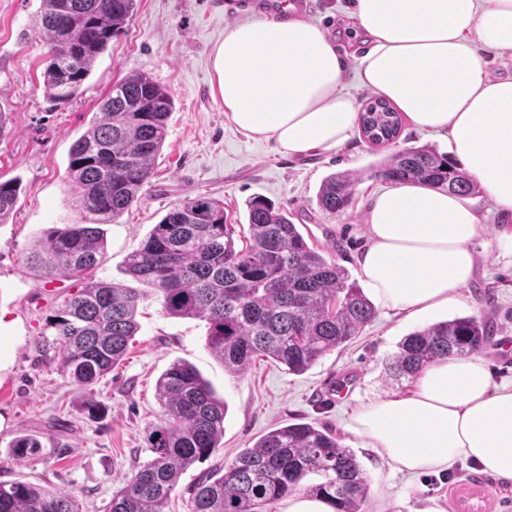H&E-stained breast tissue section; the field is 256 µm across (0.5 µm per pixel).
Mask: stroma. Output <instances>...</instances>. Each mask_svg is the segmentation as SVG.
Wrapping results in <instances>:
<instances>
[{"label":"stroma","mask_w":512,"mask_h":512,"mask_svg":"<svg viewBox=\"0 0 512 512\" xmlns=\"http://www.w3.org/2000/svg\"><path fill=\"white\" fill-rule=\"evenodd\" d=\"M39 5L40 0H0V111L7 115L0 181L21 185L12 214L0 224V481L70 490L82 512H106L113 492L150 458L146 432L162 418L157 378L170 363L184 360L224 397L228 412L216 452L182 476L164 512H190L191 488L201 475L231 463L263 434L288 423L333 430L355 452L370 478L362 512L379 506L386 512H456L455 488L479 477L488 490L487 512H512V481L482 474L469 461L446 473L394 475L349 429L361 403L410 388V380L391 376L387 365L404 336L441 321L464 316L485 321L492 335L482 355L492 379L512 381V263L489 245L501 219L480 190L471 197L483 217L473 243L478 276L449 310L419 318L380 310L345 348L325 355L304 374L263 360L232 376L208 349L204 321L170 317L160 301L150 299L138 309L140 329L125 360L95 387L104 413L91 419L75 409L76 391L48 352L47 319L68 291L47 289L23 256L39 231L75 223L68 155L113 81L130 73L148 75L172 92L174 108L149 184L118 223L103 227L105 259L92 272L97 280L131 285L124 273L127 256L175 204L199 195L223 202L225 212L242 224L250 198L272 200L302 225L310 245L356 275L369 197L388 187L372 168L390 151L370 148L357 132L339 149L288 156L273 142L238 130L215 92L211 56L228 24L220 0H139L124 32L97 59L81 96L57 104L43 87L44 45L27 36ZM349 6L350 0H313L309 19L345 54L344 86L363 108L377 95L357 79L366 45L354 33ZM336 172L355 173L358 181L352 207L332 218L319 210L316 195ZM340 376L352 377L353 388L330 400L327 391ZM23 434L36 436L42 446L18 463L6 450Z\"/></svg>","instance_id":"obj_1"}]
</instances>
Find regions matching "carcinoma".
I'll return each instance as SVG.
<instances>
[{"label":"carcinoma","mask_w":512,"mask_h":512,"mask_svg":"<svg viewBox=\"0 0 512 512\" xmlns=\"http://www.w3.org/2000/svg\"><path fill=\"white\" fill-rule=\"evenodd\" d=\"M135 6L136 0H40L30 32L47 45L42 77L52 101L77 99ZM173 105L170 90L145 74L112 84L69 154L76 223L44 230L24 255L25 265L49 283H81L53 310L48 326L53 362L78 391V410L92 417L99 408L94 387L126 355L138 330V306L150 296L170 317L205 321L208 349L233 375L263 358L302 374L376 315L347 270L310 247L288 211L263 196L247 202L245 226L228 223L224 206L208 196L174 205L128 257L125 273L141 288L88 277L104 259L100 225L117 223L150 183ZM384 106V112L358 113L365 140L378 149L396 143L402 126L401 114ZM374 174L464 196L476 189L450 156L425 146L399 149ZM354 185L350 174L328 176L317 194L320 211L346 213ZM19 192L18 182H0L1 224ZM489 340L487 324L476 316L438 322L404 336L391 369L412 379L429 363L477 353ZM156 395L163 416L146 437L150 459L112 494L109 512H163L181 476L209 459L224 437L226 402L191 364L172 362L157 380ZM41 447L37 437L23 435L8 454L21 461ZM369 487L356 454L336 434L293 423L271 430L196 483L191 512H265L301 490L325 498L334 512H361ZM0 512L80 507L72 492L13 480L0 482Z\"/></svg>","instance_id":"carcinoma-1"}]
</instances>
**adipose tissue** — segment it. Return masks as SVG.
<instances>
[{
	"label": "adipose tissue",
	"mask_w": 512,
	"mask_h": 512,
	"mask_svg": "<svg viewBox=\"0 0 512 512\" xmlns=\"http://www.w3.org/2000/svg\"><path fill=\"white\" fill-rule=\"evenodd\" d=\"M371 46L358 79L417 129L447 133L448 151L502 217L512 216V0H356ZM230 121L291 156L342 146L358 118L329 34L301 18L237 21L215 51ZM481 231L472 201L411 183L374 194L360 278L386 312L419 317L457 304L475 279ZM392 472L427 475L471 461L512 479V385L493 382L478 354L424 367L406 393L364 403L352 425Z\"/></svg>",
	"instance_id": "obj_1"
}]
</instances>
